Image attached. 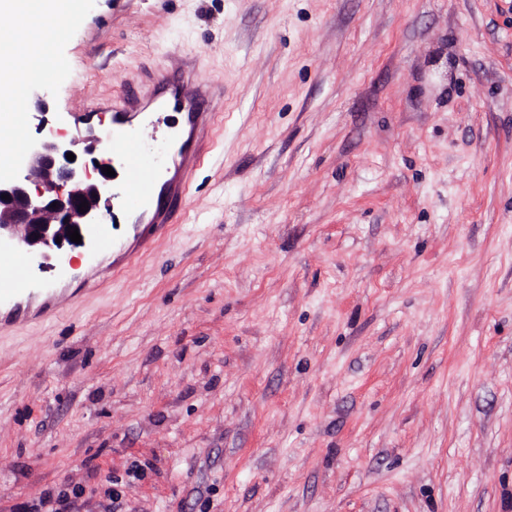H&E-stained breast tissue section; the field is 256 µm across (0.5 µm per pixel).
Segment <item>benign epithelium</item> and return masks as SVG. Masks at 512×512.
Masks as SVG:
<instances>
[{"label":"benign epithelium","mask_w":512,"mask_h":512,"mask_svg":"<svg viewBox=\"0 0 512 512\" xmlns=\"http://www.w3.org/2000/svg\"><path fill=\"white\" fill-rule=\"evenodd\" d=\"M76 146V140L51 133L25 147L27 164L23 172L12 179H0L1 234L18 233L23 244L35 250L60 248L71 242L68 228L76 227L81 233L90 224L102 223V188L113 181L102 167L112 165V161L95 164L93 176L88 168L67 159V153ZM5 195L9 199H3ZM83 201L88 202L85 212L79 211Z\"/></svg>","instance_id":"benign-epithelium-1"}]
</instances>
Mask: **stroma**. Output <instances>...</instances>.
<instances>
[{
	"label": "stroma",
	"instance_id": "obj_1",
	"mask_svg": "<svg viewBox=\"0 0 512 512\" xmlns=\"http://www.w3.org/2000/svg\"><path fill=\"white\" fill-rule=\"evenodd\" d=\"M54 51L27 143L188 59L224 103L168 232L0 329V512H512V0H76ZM81 493L73 491L71 495L62 490L56 494L53 492H42L32 504L24 506L25 511L21 512H81L84 503H78Z\"/></svg>",
	"mask_w": 512,
	"mask_h": 512
}]
</instances>
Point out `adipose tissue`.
Masks as SVG:
<instances>
[{"label":"adipose tissue","mask_w":512,"mask_h":512,"mask_svg":"<svg viewBox=\"0 0 512 512\" xmlns=\"http://www.w3.org/2000/svg\"><path fill=\"white\" fill-rule=\"evenodd\" d=\"M74 0H0V14L20 18L16 29H0V109L21 104L20 94L37 68H67L53 52L56 35L72 24Z\"/></svg>","instance_id":"adipose-tissue-1"}]
</instances>
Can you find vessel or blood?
Masks as SVG:
<instances>
[{
  "label": "vessel or blood",
  "instance_id": "1",
  "mask_svg": "<svg viewBox=\"0 0 512 512\" xmlns=\"http://www.w3.org/2000/svg\"><path fill=\"white\" fill-rule=\"evenodd\" d=\"M224 95L221 87L208 81L188 65L173 73H163L149 81L129 83L118 100L94 102L86 115L108 112L112 115V162L124 172L123 181L114 186L113 197L125 212L147 215L145 235L167 229L173 218L171 203L189 194L187 183L164 180L162 170L195 167L202 160L199 138L217 119V105ZM155 107L161 112L181 116L186 137L178 151L158 155L143 137L133 116ZM85 255L89 260L122 249L117 226L92 224L84 232ZM37 259L12 235L0 234V318H19L25 303L48 300L53 288L36 276Z\"/></svg>",
  "mask_w": 512,
  "mask_h": 512
}]
</instances>
